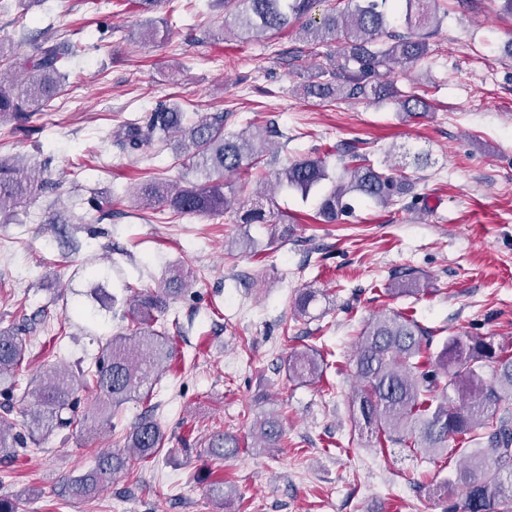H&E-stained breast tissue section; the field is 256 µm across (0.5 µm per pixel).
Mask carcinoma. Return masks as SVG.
<instances>
[{"label": "carcinoma", "mask_w": 512, "mask_h": 512, "mask_svg": "<svg viewBox=\"0 0 512 512\" xmlns=\"http://www.w3.org/2000/svg\"><path fill=\"white\" fill-rule=\"evenodd\" d=\"M224 6L225 25L245 40L271 38L290 27L312 48L328 41L340 44L339 55L318 67V75L303 85L308 98L337 101L395 100L403 117L414 119L430 112L421 95L401 91L389 74L393 65L416 64L430 50L438 32L441 0H217ZM323 6L321 13L316 7ZM70 43L44 40L21 63L24 78L11 90L0 84V119L23 120L55 97L66 74L63 62L77 56ZM178 134L186 142L183 165L196 180L176 187L154 178L137 188L135 200L143 209L165 208L175 216L221 213L229 208L224 175L244 173L234 184L244 207L243 224H270L273 235L288 236V224L267 218L266 196L252 187V170L269 165L271 137L288 135L254 125L238 133L224 132V114L189 119L177 106L160 104L142 118L123 121L115 142L131 159L152 143L164 145ZM349 161L340 174L330 173L326 158L303 157L275 174L276 186L308 196L323 183L317 215L335 224L352 211L351 201L393 207L413 190L411 178L392 165L379 167L363 153L345 151ZM45 187L42 172L26 173L16 165L0 163V212L5 206H22ZM88 297L100 309L112 310V268L92 266L88 271ZM188 274L173 270L158 288L143 289L130 299L131 324L102 346L95 364L74 370L60 363L47 366L35 387L37 414L33 428L16 430L0 421V454L18 457L39 443L36 430H89L108 422L127 402H150L159 365L172 358L170 336L180 335L178 320L164 319L169 301L186 291ZM389 292L397 296L419 292L414 271L406 268L392 280ZM321 292L307 288L299 294L294 316L305 318ZM24 329H0V397L9 402L17 388V375L26 358ZM431 331L414 318L399 313L375 316L357 337L354 352L356 385L352 395L354 427L374 435L379 445L389 442L437 461L461 454L467 458L456 472L454 484L462 491L460 502L447 512H512V349L490 336L459 333L444 342L433 356ZM491 377H485V370ZM321 351L307 346L288 358V373L295 380L314 382L323 377ZM98 393L94 408L77 411L81 390ZM260 449L277 448L283 436L280 419L267 416L253 426ZM486 439L487 447L453 448L451 443ZM165 433L150 406L131 427L124 449L101 453L93 467L68 483V493L90 499L99 489L128 470L131 457L144 463L159 458ZM240 439L217 432L205 453L215 461L238 456Z\"/></svg>", "instance_id": "obj_1"}]
</instances>
